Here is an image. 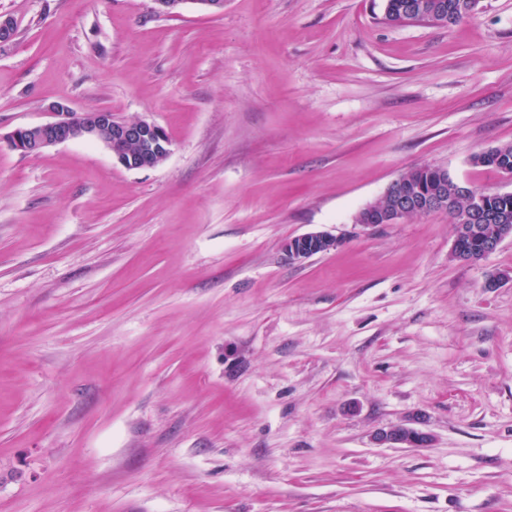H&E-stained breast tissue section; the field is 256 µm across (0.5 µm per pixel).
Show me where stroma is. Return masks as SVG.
I'll return each instance as SVG.
<instances>
[{
    "instance_id": "obj_1",
    "label": "stroma",
    "mask_w": 512,
    "mask_h": 512,
    "mask_svg": "<svg viewBox=\"0 0 512 512\" xmlns=\"http://www.w3.org/2000/svg\"><path fill=\"white\" fill-rule=\"evenodd\" d=\"M383 13L0 0V512H512V237L464 264L446 214L355 222L416 166L512 192L472 163L512 144V0ZM56 103L170 153L13 150ZM418 414L430 447L372 443ZM478 1V0H477ZM477 1H472V8ZM383 20L388 23L405 24V16L417 8L416 15L425 17L433 15L444 23L439 26H447L459 23L472 14L471 8L467 9L466 0H387ZM338 243V239L327 232L313 231L290 238L284 249L291 260L304 262L317 254L336 248Z\"/></svg>"
}]
</instances>
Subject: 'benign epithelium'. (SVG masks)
<instances>
[{"label":"benign epithelium","instance_id":"7a95c632","mask_svg":"<svg viewBox=\"0 0 512 512\" xmlns=\"http://www.w3.org/2000/svg\"><path fill=\"white\" fill-rule=\"evenodd\" d=\"M190 1L211 13L224 10V0H153V3L157 13L171 15ZM51 112L56 116L53 121L15 129L9 136L11 146L25 155L36 156L51 146L70 141L97 142L111 153L114 163L129 170L153 168L170 153L167 134L151 121L121 120L103 110L76 112L62 103L51 106ZM457 193L470 198L472 209L455 226L451 257L461 263H470L473 256L462 245L466 234L473 230L483 231V255L486 256L496 251L505 239L512 237V226L493 224L490 230H484L482 222L488 216L477 208V203L483 200L480 192L460 184ZM381 199L383 205L370 204L365 207L366 216L372 217L376 224H395L416 210L446 211L451 204L448 180L443 177L436 186L419 192L410 191L397 178L387 186ZM337 246V238L323 231H313L289 239L285 243V252L291 260L304 262ZM371 441L390 447L426 448L432 445L434 437L427 431L400 424L374 432Z\"/></svg>","mask_w":512,"mask_h":512}]
</instances>
